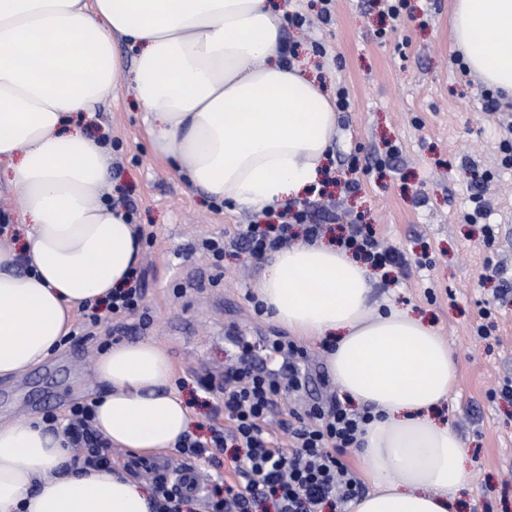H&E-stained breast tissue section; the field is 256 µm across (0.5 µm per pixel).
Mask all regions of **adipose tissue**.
I'll list each match as a JSON object with an SVG mask.
<instances>
[{
  "label": "adipose tissue",
  "instance_id": "ef3b65f1",
  "mask_svg": "<svg viewBox=\"0 0 512 512\" xmlns=\"http://www.w3.org/2000/svg\"><path fill=\"white\" fill-rule=\"evenodd\" d=\"M282 23L266 0H0V179L25 226L22 246L0 244V381L51 359L74 311L141 261L134 224L101 198L112 147L77 121L120 73L155 155L173 158L191 187L255 213L318 187L337 112L282 61ZM452 33L482 85L512 99V0H454ZM372 288L345 252L297 242L274 254L255 291L294 336L333 339L326 367L340 395L372 411L359 451L372 489L353 512H452L473 475L435 413L457 363L411 310L376 311ZM95 370L92 423L110 444L165 451L189 433L163 346L110 345ZM73 457L68 434L43 417L0 420V512H156L146 486Z\"/></svg>",
  "mask_w": 512,
  "mask_h": 512
}]
</instances>
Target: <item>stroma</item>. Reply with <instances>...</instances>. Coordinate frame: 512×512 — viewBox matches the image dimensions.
I'll use <instances>...</instances> for the list:
<instances>
[{"instance_id":"obj_1","label":"stroma","mask_w":512,"mask_h":512,"mask_svg":"<svg viewBox=\"0 0 512 512\" xmlns=\"http://www.w3.org/2000/svg\"><path fill=\"white\" fill-rule=\"evenodd\" d=\"M305 14L283 26L285 58L304 62L328 95L347 89L326 162L328 185L307 200L328 215L326 238L372 225L397 254L373 298L411 305L443 336L458 367L443 413L460 434L474 474L460 512H512V400L495 396L512 381V139L492 110L491 92L465 71L453 47V0H408L394 26L387 0H335L328 23L312 0H271ZM94 133L112 144V179L103 197L121 198L134 224L154 234L144 246L140 307L105 314L75 332L55 358L0 384V416H65L98 391L94 358L109 343L152 339L169 352L175 382L198 400L191 437L206 439L228 366L256 356L277 372L284 411L308 416L338 397L320 342L298 339L257 310L253 286L262 265L229 245L204 250L251 212L206 199L158 158L126 82L102 104ZM358 190H348V183ZM488 217L469 223L472 196ZM428 257L419 270L415 261ZM503 265L505 276L491 275Z\"/></svg>"}]
</instances>
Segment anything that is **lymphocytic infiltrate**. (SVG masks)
<instances>
[{
  "label": "lymphocytic infiltrate",
  "mask_w": 512,
  "mask_h": 512,
  "mask_svg": "<svg viewBox=\"0 0 512 512\" xmlns=\"http://www.w3.org/2000/svg\"><path fill=\"white\" fill-rule=\"evenodd\" d=\"M288 213L284 224L236 225L229 235L230 244L247 246L259 256L268 248L286 245L292 225H305L309 237L319 235V225L308 221V204L292 203ZM338 244L375 267L395 259L394 252L383 247L371 229L359 224L340 237ZM140 279V272H133L125 287L113 291L106 307L84 304L79 310L81 327L96 326L104 308L112 313L135 310L141 300ZM222 393L223 425L212 426L209 442L187 437L178 447L180 453L207 458L215 466L220 463L219 453L227 448L232 451L231 468L237 481L225 483L223 498L209 501L210 512H250L251 504L260 500L271 501L275 512H331L359 497L362 487L341 455L358 446L369 413L335 404L314 408L310 418L272 425L277 386L246 363L225 371ZM92 418L90 405L79 404L70 410L65 429L72 438L74 459L92 468L111 466L106 443L94 429ZM281 428L288 432V444L279 440Z\"/></svg>",
  "instance_id": "f902f5d3"
}]
</instances>
